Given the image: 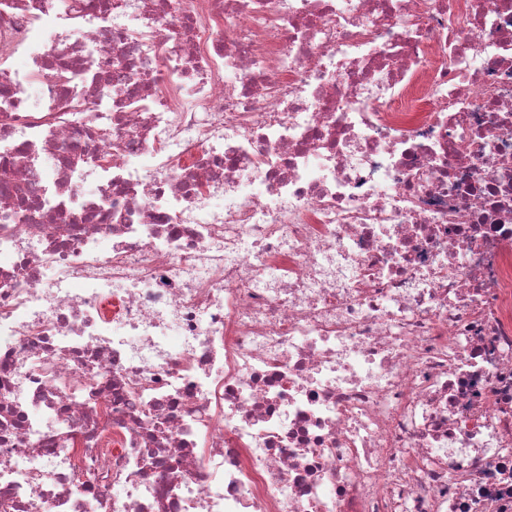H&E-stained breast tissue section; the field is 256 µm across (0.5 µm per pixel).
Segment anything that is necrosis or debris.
Returning a JSON list of instances; mask_svg holds the SVG:
<instances>
[{"instance_id": "necrosis-or-debris-1", "label": "necrosis or debris", "mask_w": 512, "mask_h": 512, "mask_svg": "<svg viewBox=\"0 0 512 512\" xmlns=\"http://www.w3.org/2000/svg\"><path fill=\"white\" fill-rule=\"evenodd\" d=\"M0 512H512V0H0Z\"/></svg>"}]
</instances>
